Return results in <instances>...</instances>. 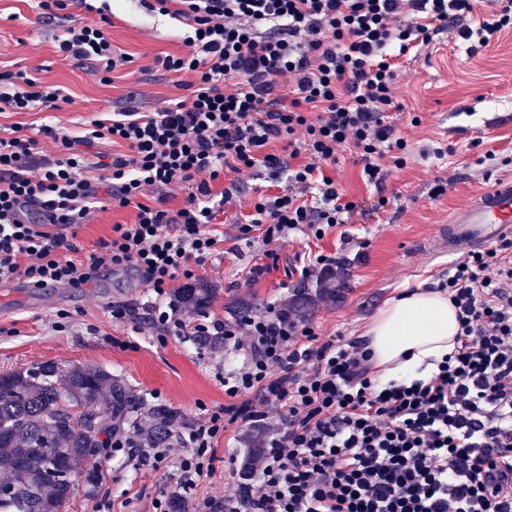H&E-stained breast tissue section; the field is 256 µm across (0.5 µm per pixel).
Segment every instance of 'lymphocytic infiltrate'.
Listing matches in <instances>:
<instances>
[{
  "mask_svg": "<svg viewBox=\"0 0 512 512\" xmlns=\"http://www.w3.org/2000/svg\"><path fill=\"white\" fill-rule=\"evenodd\" d=\"M186 26L185 54L157 56L186 95L152 112L94 118L91 139L121 146L105 179L86 175L74 142L51 126L42 150L21 124L0 135V281L82 286L100 270L141 273L158 298L154 324L177 336L224 337L247 358L225 371L230 402L203 410L181 437L178 483L190 512H512V239L455 262L438 283L457 310L455 350L428 378L380 382L363 343H318L309 326L268 307L235 329L164 310L172 282L192 281L224 243L212 224L239 193H214L224 172L287 175L288 190L253 203L236 242L322 239L357 209L326 173L350 152L381 186L410 148L388 119L400 110L398 59L443 31L486 47L512 26L503 0L460 27L472 0H153ZM97 20L54 35L65 59L109 82L131 58ZM60 87L25 70L0 73V112L58 109ZM108 181L113 208H133L86 260L58 229L87 223ZM186 197L168 207L169 191ZM279 419L234 495L197 496L229 425Z\"/></svg>",
  "mask_w": 512,
  "mask_h": 512,
  "instance_id": "1",
  "label": "lymphocytic infiltrate"
}]
</instances>
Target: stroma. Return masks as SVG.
<instances>
[{"mask_svg": "<svg viewBox=\"0 0 512 512\" xmlns=\"http://www.w3.org/2000/svg\"><path fill=\"white\" fill-rule=\"evenodd\" d=\"M108 27L117 52L131 63L116 70L111 83L99 82L90 63L64 60L53 48L55 24L42 23L36 0H0V68L38 70L44 83L63 86L67 103L55 111L0 113V125H26L38 135L50 125L74 137L82 136L89 120L103 113L134 108L151 112L176 102L186 91L170 73L156 66L162 53L184 51L185 29L180 21L148 11L141 0H112ZM396 95L402 105L393 118L410 145L407 164L389 168L382 190L367 188L351 157H341L326 172L348 198L361 206L351 224L332 230L319 241L294 236L266 246L234 252V217H245L252 199L287 189V179L271 181L248 172L227 174L216 182H238L241 194L218 221L224 224L220 253L196 269L197 281L216 288L205 313L194 320H215L234 326L267 306L285 305L299 287L298 258L307 252L335 256L343 267L347 289L340 299L317 304L304 317L318 343L361 340L379 308L404 289H430L447 274L451 257L429 253L425 241L438 225L497 178L512 177V27L491 46L470 52L458 31L439 34L399 59ZM448 147L444 158L424 157L436 144ZM440 182L448 191L439 198L430 192ZM392 200L383 211H371L377 194ZM133 208L97 210L89 223L61 228L76 247V260H85L100 240L109 238L117 223L134 219ZM267 273L249 279L253 264ZM155 294L141 276L127 270H104L89 285L31 288L17 283L15 291L0 290V371L30 368L44 362L59 366L89 364L119 376L135 394L156 404L179 409L194 423L201 407L225 403L224 368L239 365L243 352L232 345L196 349L190 337L164 335L152 323ZM131 311L127 322H113L112 303ZM67 314L65 330H57L59 314ZM236 462L218 456L214 472L204 478L198 495L232 494L234 464H245L251 453L246 428H229ZM155 470L123 454L104 449L95 459L100 474L96 491L76 484L64 512H94L99 499L113 501L116 512H149L152 501L177 490V455Z\"/></svg>", "mask_w": 512, "mask_h": 512, "instance_id": "1", "label": "stroma"}]
</instances>
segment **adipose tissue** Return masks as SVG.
<instances>
[{
  "label": "adipose tissue",
  "mask_w": 512,
  "mask_h": 512,
  "mask_svg": "<svg viewBox=\"0 0 512 512\" xmlns=\"http://www.w3.org/2000/svg\"><path fill=\"white\" fill-rule=\"evenodd\" d=\"M458 330L447 292L420 288L387 301L364 337L379 377L401 380L435 370L453 351Z\"/></svg>",
  "instance_id": "adipose-tissue-1"
}]
</instances>
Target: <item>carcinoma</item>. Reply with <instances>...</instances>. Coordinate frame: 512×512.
<instances>
[{"mask_svg":"<svg viewBox=\"0 0 512 512\" xmlns=\"http://www.w3.org/2000/svg\"><path fill=\"white\" fill-rule=\"evenodd\" d=\"M327 294L326 288L301 286L288 301V311L302 316ZM214 295L215 289L195 284L178 291L175 299L202 312ZM75 407L109 423L127 422L140 432L146 448L170 445L173 429L184 424L179 410L148 403L97 366L62 370L48 362L0 372V473L6 477L0 512H63L76 478L97 486V471L86 462L94 457L90 448L102 446L100 436L109 429L84 426L73 417Z\"/></svg>","mask_w":512,"mask_h":512,"instance_id":"obj_1","label":"carcinoma"}]
</instances>
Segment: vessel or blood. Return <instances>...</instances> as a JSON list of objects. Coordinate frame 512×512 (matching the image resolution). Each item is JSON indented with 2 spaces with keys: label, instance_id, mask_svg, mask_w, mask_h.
Masks as SVG:
<instances>
[{
  "label": "vessel or blood",
  "instance_id": "1",
  "mask_svg": "<svg viewBox=\"0 0 512 512\" xmlns=\"http://www.w3.org/2000/svg\"><path fill=\"white\" fill-rule=\"evenodd\" d=\"M512 239V179H502L439 225L430 244L438 252L464 255Z\"/></svg>",
  "mask_w": 512,
  "mask_h": 512
}]
</instances>
